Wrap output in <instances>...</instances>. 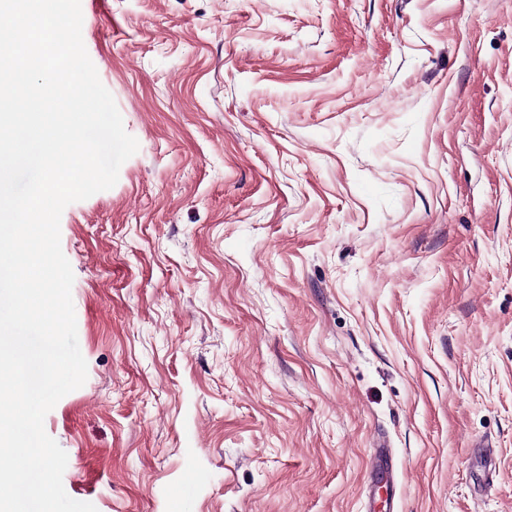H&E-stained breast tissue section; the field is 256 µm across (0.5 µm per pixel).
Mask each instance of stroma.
I'll use <instances>...</instances> for the list:
<instances>
[{
    "mask_svg": "<svg viewBox=\"0 0 512 512\" xmlns=\"http://www.w3.org/2000/svg\"><path fill=\"white\" fill-rule=\"evenodd\" d=\"M139 143L69 204L97 512H512V0H81ZM495 450L493 460L479 453ZM380 443L378 448H374L370 460L369 478L372 483L390 484L393 486L394 463L390 451Z\"/></svg>",
    "mask_w": 512,
    "mask_h": 512,
    "instance_id": "1",
    "label": "stroma"
}]
</instances>
